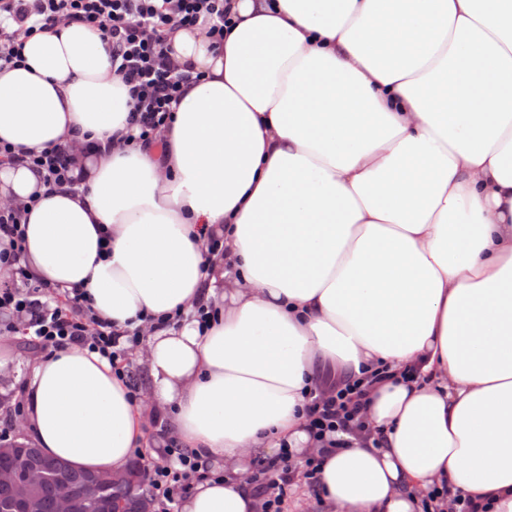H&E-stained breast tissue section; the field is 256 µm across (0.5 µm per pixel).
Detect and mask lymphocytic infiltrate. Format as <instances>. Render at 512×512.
<instances>
[{
	"instance_id": "lymphocytic-infiltrate-1",
	"label": "lymphocytic infiltrate",
	"mask_w": 512,
	"mask_h": 512,
	"mask_svg": "<svg viewBox=\"0 0 512 512\" xmlns=\"http://www.w3.org/2000/svg\"><path fill=\"white\" fill-rule=\"evenodd\" d=\"M66 20L99 29L112 45V69L129 91V123L143 143L158 141L167 126L172 105L190 75L176 65L170 36L175 29L206 26L216 46L224 44V30L232 25L229 0H0V63L21 62L22 36L46 30ZM75 155L70 145H56L26 156L42 185L50 190L73 186ZM28 204L0 209V267L8 278L0 282V334L22 335L36 353L53 352L76 343L108 359L116 375L124 377L131 396L140 386L130 369L128 354L143 344L141 330L120 331L96 317L83 294L60 292L31 279L20 264L25 243ZM381 368L354 381L324 377L317 381L305 408L307 429L319 441L338 432L362 429L364 411L374 385L390 379ZM169 465L146 468L157 512H172L196 482L207 479L206 464L169 439ZM292 454L282 451L276 461L257 460L251 480L261 512H284L292 481Z\"/></svg>"
}]
</instances>
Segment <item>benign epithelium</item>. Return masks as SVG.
<instances>
[{
	"label": "benign epithelium",
	"mask_w": 512,
	"mask_h": 512,
	"mask_svg": "<svg viewBox=\"0 0 512 512\" xmlns=\"http://www.w3.org/2000/svg\"><path fill=\"white\" fill-rule=\"evenodd\" d=\"M40 449L29 443L15 442L0 446V457L23 461V468L0 464V487L12 489L11 512H42L40 488L53 478H62L70 464L62 462L50 469L35 460ZM139 488L134 470L93 473L78 486L63 490L56 498L53 512H104L112 508V489Z\"/></svg>",
	"instance_id": "1"
}]
</instances>
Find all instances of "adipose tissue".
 Here are the masks:
<instances>
[{"label":"adipose tissue","mask_w":512,"mask_h":512,"mask_svg":"<svg viewBox=\"0 0 512 512\" xmlns=\"http://www.w3.org/2000/svg\"><path fill=\"white\" fill-rule=\"evenodd\" d=\"M231 5L223 47L202 26L172 33L201 78L151 148L129 138L98 29L59 22L0 68L14 153L99 145L49 194L0 165V201L39 197L30 277L87 293L121 330L179 318L142 347V403L87 347L30 363L24 440L119 470L154 406L215 472L178 512H256L254 460L318 448L304 408L323 371L413 367L371 393L380 446L323 462L327 512H417L442 485L512 512V0ZM201 297L217 310L203 331Z\"/></svg>","instance_id":"adipose-tissue-1"}]
</instances>
